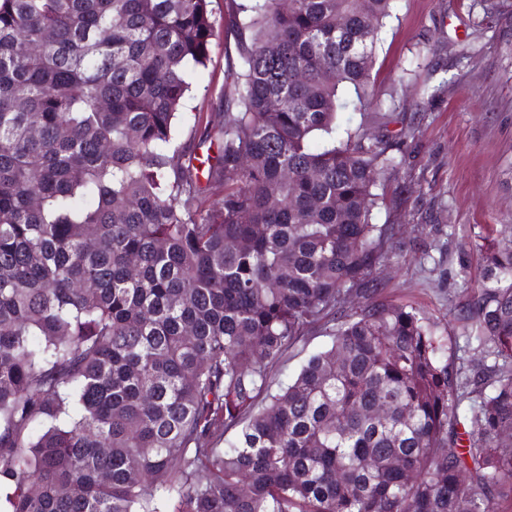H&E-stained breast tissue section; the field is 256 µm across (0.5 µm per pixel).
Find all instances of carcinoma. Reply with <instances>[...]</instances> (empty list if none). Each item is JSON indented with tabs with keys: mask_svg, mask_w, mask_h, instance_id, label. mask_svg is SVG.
I'll list each match as a JSON object with an SVG mask.
<instances>
[{
	"mask_svg": "<svg viewBox=\"0 0 512 512\" xmlns=\"http://www.w3.org/2000/svg\"><path fill=\"white\" fill-rule=\"evenodd\" d=\"M393 2L0 0L9 512H512V224L488 229L470 371L373 300L395 143L336 121L345 87L383 105ZM226 25L235 93L182 139ZM330 315V347L272 390Z\"/></svg>",
	"mask_w": 512,
	"mask_h": 512,
	"instance_id": "cac0c4a2",
	"label": "carcinoma"
}]
</instances>
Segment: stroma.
<instances>
[{
    "instance_id": "1",
    "label": "stroma",
    "mask_w": 512,
    "mask_h": 512,
    "mask_svg": "<svg viewBox=\"0 0 512 512\" xmlns=\"http://www.w3.org/2000/svg\"><path fill=\"white\" fill-rule=\"evenodd\" d=\"M236 40L224 33L193 80L179 120L216 115L234 93L227 75ZM373 73L388 98L380 112L347 105L340 130L397 137L410 128L385 182L379 224L400 226L403 243L374 272L378 298L416 307L434 324L449 359L468 362L478 345L468 319L469 286L482 277L485 228L512 224V0H398L380 34ZM446 83L444 94L426 91ZM333 320L307 334L274 367V386L296 377L307 356L331 344Z\"/></svg>"
}]
</instances>
